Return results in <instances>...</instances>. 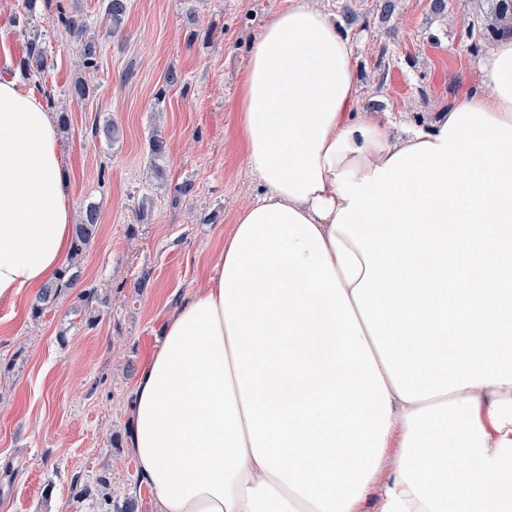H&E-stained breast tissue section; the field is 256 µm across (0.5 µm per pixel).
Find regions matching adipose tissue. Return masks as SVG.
Returning <instances> with one entry per match:
<instances>
[{
    "instance_id": "obj_1",
    "label": "adipose tissue",
    "mask_w": 512,
    "mask_h": 512,
    "mask_svg": "<svg viewBox=\"0 0 512 512\" xmlns=\"http://www.w3.org/2000/svg\"><path fill=\"white\" fill-rule=\"evenodd\" d=\"M430 120L358 111L314 0L253 38L236 131L261 192L144 363L156 512H512V38ZM56 122L0 79V298L72 240Z\"/></svg>"
}]
</instances>
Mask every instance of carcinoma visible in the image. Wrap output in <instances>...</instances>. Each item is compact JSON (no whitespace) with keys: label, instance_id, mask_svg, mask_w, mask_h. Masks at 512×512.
I'll return each instance as SVG.
<instances>
[{"label":"carcinoma","instance_id":"1","mask_svg":"<svg viewBox=\"0 0 512 512\" xmlns=\"http://www.w3.org/2000/svg\"><path fill=\"white\" fill-rule=\"evenodd\" d=\"M489 6L476 16L472 27L478 30L480 40L504 38L512 36V0H487ZM129 0H106L105 14L112 23V31L121 28L127 13ZM58 22L74 39L84 40L82 47L83 67L94 69L97 66L98 46L87 37L88 24L74 16L64 13L58 17ZM46 59L45 45L37 37L28 41V57L24 65L26 75H39L43 72ZM100 221L99 208L91 203L86 204L80 216L79 223L73 225L72 248L68 264L61 269L57 277L45 283L38 295V302L33 306V315L40 316L44 307L56 302L63 290L76 286L81 264L86 249L94 238Z\"/></svg>","mask_w":512,"mask_h":512}]
</instances>
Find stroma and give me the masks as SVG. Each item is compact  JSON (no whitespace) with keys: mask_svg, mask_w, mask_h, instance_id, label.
Listing matches in <instances>:
<instances>
[{"mask_svg":"<svg viewBox=\"0 0 512 512\" xmlns=\"http://www.w3.org/2000/svg\"><path fill=\"white\" fill-rule=\"evenodd\" d=\"M290 0H131L119 32L103 0H0V77L50 92L75 209L95 203L100 225L76 288L33 317L38 292L0 299V512H98L102 497L122 512H155L130 448L139 371L178 305L200 288L238 213L258 194L236 133V102L251 39ZM371 18L348 35L359 107L432 116L479 88L480 54L469 35L478 0H318ZM86 18L100 46L84 69L81 46L59 13ZM46 41L43 77H25L30 36ZM183 84L169 89L168 71ZM85 98L70 92L76 80ZM109 122L112 141L92 126ZM168 152L151 169L149 139ZM94 289L91 304L78 298ZM107 476L100 486L98 476Z\"/></svg>","mask_w":512,"mask_h":512,"instance_id":"1","label":"stroma"}]
</instances>
